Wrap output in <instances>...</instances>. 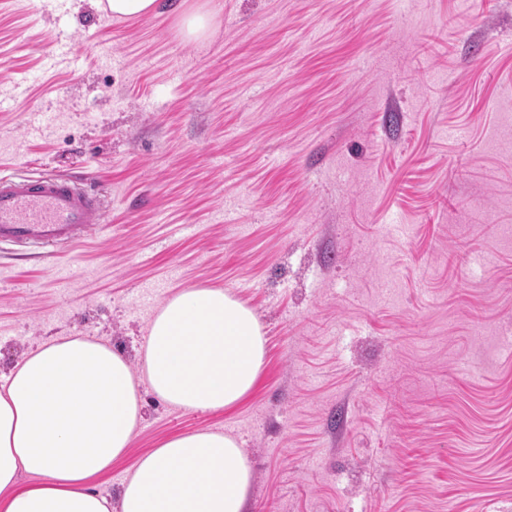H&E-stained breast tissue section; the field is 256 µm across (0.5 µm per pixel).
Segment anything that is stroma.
Wrapping results in <instances>:
<instances>
[{
    "instance_id": "stroma-1",
    "label": "stroma",
    "mask_w": 512,
    "mask_h": 512,
    "mask_svg": "<svg viewBox=\"0 0 512 512\" xmlns=\"http://www.w3.org/2000/svg\"><path fill=\"white\" fill-rule=\"evenodd\" d=\"M0 0V173L97 184L65 249L0 245V375L93 336L140 373L154 311L227 288L266 364L237 408L144 393L161 439L238 437L247 512H512V0ZM160 7L159 0H108V8L112 16L118 18L156 15ZM223 9L224 3L222 0H209L207 1V9H196L186 12L182 18L184 33L189 38L198 39L205 37L209 33L212 20Z\"/></svg>"
}]
</instances>
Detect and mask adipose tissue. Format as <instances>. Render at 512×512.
Here are the masks:
<instances>
[{"label":"adipose tissue","instance_id":"1","mask_svg":"<svg viewBox=\"0 0 512 512\" xmlns=\"http://www.w3.org/2000/svg\"><path fill=\"white\" fill-rule=\"evenodd\" d=\"M143 349L149 389L184 411L236 407L265 365L255 313L221 288L168 298ZM141 420L139 383L110 344L88 336L41 343L0 385V512H246L250 462L234 437L213 430L142 454L118 502L93 489L91 480L125 456ZM22 471L34 485L18 487Z\"/></svg>","mask_w":512,"mask_h":512}]
</instances>
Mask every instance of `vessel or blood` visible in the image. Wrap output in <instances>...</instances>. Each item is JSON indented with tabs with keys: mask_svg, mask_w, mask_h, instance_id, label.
<instances>
[{
	"mask_svg": "<svg viewBox=\"0 0 512 512\" xmlns=\"http://www.w3.org/2000/svg\"><path fill=\"white\" fill-rule=\"evenodd\" d=\"M103 221L101 194L77 177L0 174V244L57 250Z\"/></svg>",
	"mask_w": 512,
	"mask_h": 512,
	"instance_id": "vessel-or-blood-1",
	"label": "vessel or blood"
}]
</instances>
